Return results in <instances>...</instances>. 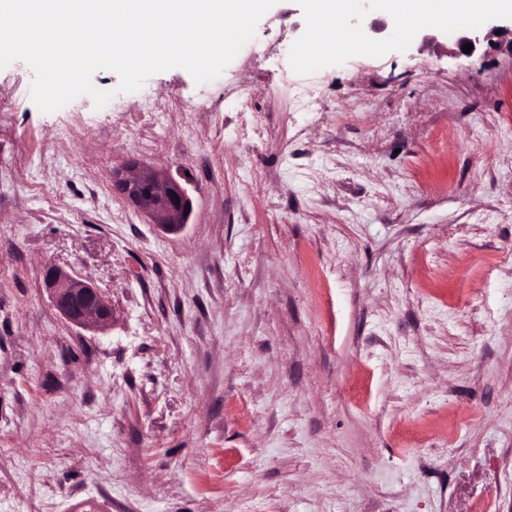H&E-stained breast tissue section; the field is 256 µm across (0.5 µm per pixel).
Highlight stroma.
Here are the masks:
<instances>
[{
    "label": "stroma",
    "mask_w": 512,
    "mask_h": 512,
    "mask_svg": "<svg viewBox=\"0 0 512 512\" xmlns=\"http://www.w3.org/2000/svg\"><path fill=\"white\" fill-rule=\"evenodd\" d=\"M306 4L210 82L96 71L101 108L0 69V512H512V45L372 8L367 50L303 62ZM132 160L184 229L113 189ZM112 183L150 224L166 231H178L188 223L191 199L183 185L167 172L132 162L125 171L114 174ZM46 271L51 303L66 320L75 326L96 329L112 324V304L92 282L51 264Z\"/></svg>",
    "instance_id": "obj_1"
}]
</instances>
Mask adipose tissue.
I'll return each instance as SVG.
<instances>
[{
	"mask_svg": "<svg viewBox=\"0 0 512 512\" xmlns=\"http://www.w3.org/2000/svg\"><path fill=\"white\" fill-rule=\"evenodd\" d=\"M354 7L355 0H309L312 37L309 44L299 48V56L366 49L364 35L348 40L341 34ZM380 9L391 18L395 29L405 34L424 23L457 26L482 18L493 9L512 11V0H382Z\"/></svg>",
	"mask_w": 512,
	"mask_h": 512,
	"instance_id": "adipose-tissue-1",
	"label": "adipose tissue"
}]
</instances>
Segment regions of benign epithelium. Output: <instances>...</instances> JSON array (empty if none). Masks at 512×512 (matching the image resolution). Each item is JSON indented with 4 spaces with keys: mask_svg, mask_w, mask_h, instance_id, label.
Masks as SVG:
<instances>
[{
    "mask_svg": "<svg viewBox=\"0 0 512 512\" xmlns=\"http://www.w3.org/2000/svg\"><path fill=\"white\" fill-rule=\"evenodd\" d=\"M482 42L481 28L466 23L459 28L457 49ZM113 188L154 224L166 231H178L188 223L191 204L183 185L165 171L133 162L113 176ZM46 287L53 307L71 324L105 328L112 324V304L90 281L73 277L54 265L46 266Z\"/></svg>",
    "mask_w": 512,
    "mask_h": 512,
    "instance_id": "7a95c632",
    "label": "benign epithelium"
}]
</instances>
